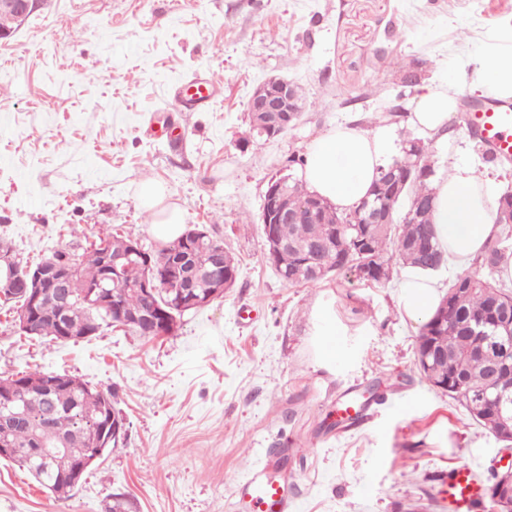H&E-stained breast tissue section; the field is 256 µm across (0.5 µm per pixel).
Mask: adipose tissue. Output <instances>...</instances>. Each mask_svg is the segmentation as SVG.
Instances as JSON below:
<instances>
[{
	"mask_svg": "<svg viewBox=\"0 0 512 512\" xmlns=\"http://www.w3.org/2000/svg\"><path fill=\"white\" fill-rule=\"evenodd\" d=\"M466 77L489 94L512 97V30L485 38L468 62ZM456 108L453 87L448 84L419 86L408 123L422 133L438 138L447 135L448 118ZM392 137L386 124L365 129L339 124L314 139L305 154L303 179L307 189L349 211L367 198L386 156ZM436 241L456 272L469 270L487 241L498 236L491 205L489 183L475 170L451 165L449 174L433 185ZM145 210L156 212L150 225L163 243L177 238L184 230V217L177 205L168 203L162 185L152 182L142 189ZM401 301L411 320L430 316L438 301L437 282L415 267L403 270L399 281Z\"/></svg>",
	"mask_w": 512,
	"mask_h": 512,
	"instance_id": "ef3b65f1",
	"label": "adipose tissue"
}]
</instances>
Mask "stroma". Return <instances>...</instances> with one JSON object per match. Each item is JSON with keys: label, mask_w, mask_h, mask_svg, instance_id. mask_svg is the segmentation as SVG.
Masks as SVG:
<instances>
[{"label": "stroma", "mask_w": 512, "mask_h": 512, "mask_svg": "<svg viewBox=\"0 0 512 512\" xmlns=\"http://www.w3.org/2000/svg\"><path fill=\"white\" fill-rule=\"evenodd\" d=\"M510 28L512 0H39L0 39V242L31 262L112 230L158 250L139 199L158 182L239 275L149 341L113 328L77 343L28 338L0 301V378L39 370L116 389L129 422L66 500L0 461V512H105L115 493L135 512H234L236 483L264 462L299 512H448L449 470L483 473L502 444L420 378L402 264L381 284L350 272L287 285L265 259L259 215L269 179L299 173L315 138L410 105L403 64L420 63V83H452L459 104L477 99L459 68ZM196 72L219 83L212 108L163 111L167 84ZM272 75L301 88L302 118L243 145L251 93ZM425 144L437 175L454 160L487 175L493 196L512 190V161L489 160L460 112L447 141ZM375 382L383 401L338 425L337 399Z\"/></svg>", "instance_id": "obj_1"}]
</instances>
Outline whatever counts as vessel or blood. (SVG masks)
<instances>
[{"label":"vessel or blood","mask_w":512,"mask_h":512,"mask_svg":"<svg viewBox=\"0 0 512 512\" xmlns=\"http://www.w3.org/2000/svg\"><path fill=\"white\" fill-rule=\"evenodd\" d=\"M165 111L180 108L210 109L217 98V83L211 75L195 74L166 91ZM468 131L497 157L512 159V103L494 99L464 113ZM242 512H296L297 504L288 486L267 468H257L236 485ZM483 490L470 466L455 468L448 479V512H474Z\"/></svg>","instance_id":"b4317fda"}]
</instances>
